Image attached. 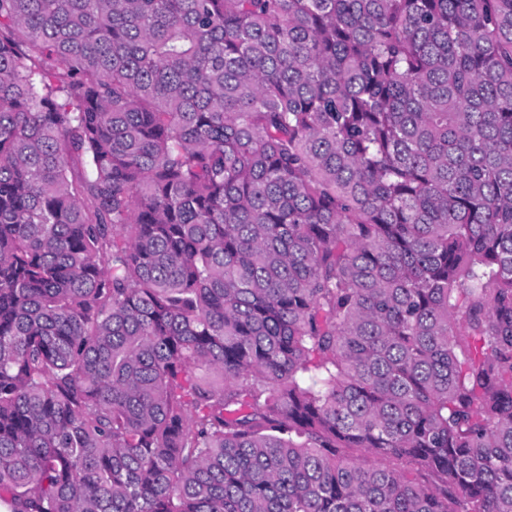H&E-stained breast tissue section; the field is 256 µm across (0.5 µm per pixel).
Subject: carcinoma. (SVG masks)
<instances>
[{"mask_svg": "<svg viewBox=\"0 0 512 512\" xmlns=\"http://www.w3.org/2000/svg\"><path fill=\"white\" fill-rule=\"evenodd\" d=\"M0 502L512 512V0H0Z\"/></svg>", "mask_w": 512, "mask_h": 512, "instance_id": "1", "label": "carcinoma"}]
</instances>
